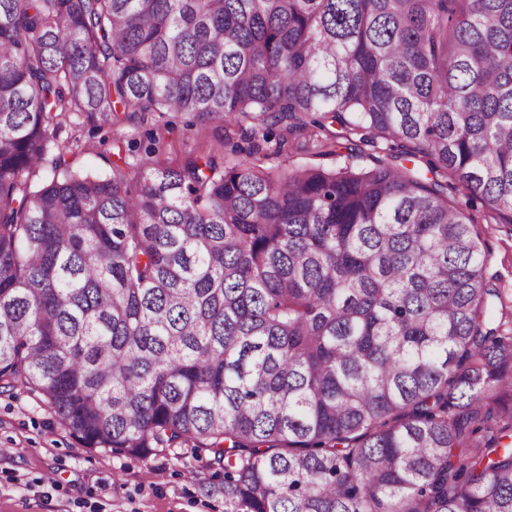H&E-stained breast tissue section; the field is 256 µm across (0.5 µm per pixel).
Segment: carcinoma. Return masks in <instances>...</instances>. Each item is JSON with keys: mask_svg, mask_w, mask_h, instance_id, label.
Wrapping results in <instances>:
<instances>
[{"mask_svg": "<svg viewBox=\"0 0 512 512\" xmlns=\"http://www.w3.org/2000/svg\"><path fill=\"white\" fill-rule=\"evenodd\" d=\"M130 112L224 140L74 169L60 132ZM297 134L336 166L261 165ZM457 194L512 224V0H0V387L210 452L224 512H512V301ZM170 124L161 135V152L167 161L180 162L189 155L207 151L224 137L216 123L196 121L189 115L172 114Z\"/></svg>", "mask_w": 512, "mask_h": 512, "instance_id": "carcinoma-1", "label": "carcinoma"}]
</instances>
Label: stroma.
<instances>
[{
  "label": "stroma",
  "mask_w": 512,
  "mask_h": 512,
  "mask_svg": "<svg viewBox=\"0 0 512 512\" xmlns=\"http://www.w3.org/2000/svg\"><path fill=\"white\" fill-rule=\"evenodd\" d=\"M112 128L79 129L80 167L106 171ZM214 123L174 114L161 135L166 160L179 162L218 144ZM497 288L512 296V226L477 225ZM224 471L210 454L188 448L146 459L85 447L40 396L0 389V512H224Z\"/></svg>",
  "instance_id": "35a3bbf8"
}]
</instances>
